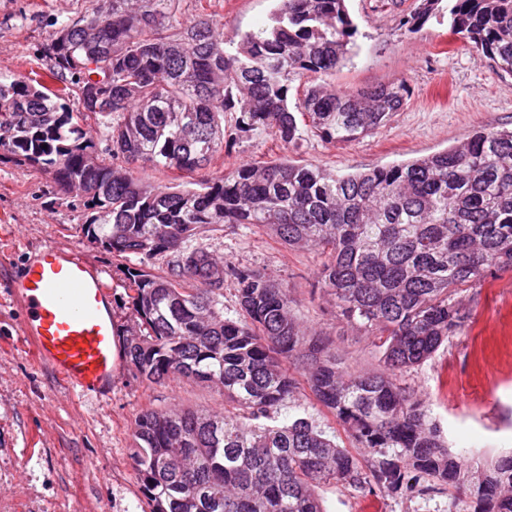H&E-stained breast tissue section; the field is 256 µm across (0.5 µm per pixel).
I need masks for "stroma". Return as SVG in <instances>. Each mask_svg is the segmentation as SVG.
I'll return each mask as SVG.
<instances>
[{"label": "stroma", "instance_id": "35a3bbf8", "mask_svg": "<svg viewBox=\"0 0 512 512\" xmlns=\"http://www.w3.org/2000/svg\"><path fill=\"white\" fill-rule=\"evenodd\" d=\"M96 0H0V75L44 74L51 35L63 21L80 20ZM278 0H210L207 8L235 50L240 32L269 22ZM415 0H347L357 26L349 60L328 81L336 90L405 84L403 108L373 135L350 144L303 136L283 148L260 133H240L214 161L289 159L340 173L366 171L422 158L468 140L479 130L512 128V76L448 31V17L417 32L399 21ZM82 201L63 199L48 175L0 155V512H144L130 449L140 412L224 408L215 387L178 379L150 385L124 367L103 403L65 389L22 343L19 307L10 288L30 257L46 245L76 251L100 271L110 293L115 327L127 335L136 318L119 260L89 244L80 227ZM203 241L228 267L264 273L288 288L301 328L331 336L344 371L379 369L369 336L342 321L319 290L323 256L291 249L250 224H227ZM471 317L427 361L398 382L425 401L451 451L473 465L512 448V270L498 271L468 290ZM326 512H448V494L360 495L323 485Z\"/></svg>", "mask_w": 512, "mask_h": 512}]
</instances>
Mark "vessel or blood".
<instances>
[{
	"label": "vessel or blood",
	"mask_w": 512,
	"mask_h": 512,
	"mask_svg": "<svg viewBox=\"0 0 512 512\" xmlns=\"http://www.w3.org/2000/svg\"><path fill=\"white\" fill-rule=\"evenodd\" d=\"M12 297L23 312L20 334L38 361L68 389L95 400L108 396L121 370L100 272L74 250L49 246L30 259Z\"/></svg>",
	"instance_id": "vessel-or-blood-1"
}]
</instances>
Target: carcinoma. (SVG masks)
Wrapping results in <instances>:
<instances>
[{
	"mask_svg": "<svg viewBox=\"0 0 512 512\" xmlns=\"http://www.w3.org/2000/svg\"><path fill=\"white\" fill-rule=\"evenodd\" d=\"M102 0L59 24L48 48L58 87L0 79V150L83 200L89 243L114 257L165 258L152 274L127 268L140 323L125 355L152 384L215 385L235 412L147 409L131 455L149 512H325L314 487L362 495L448 490V512H512V450L474 469L448 449L429 408L397 376L430 358L467 321L461 293L512 269V130L476 132L448 150L366 172L287 159L210 171L235 128L284 147L302 129L330 143L371 135L399 111L404 84L338 93L292 84L336 71L357 27L345 0H280L270 22L235 52L196 0ZM442 0H418L402 26L422 27ZM449 31L479 59L512 74V0H448ZM78 95L83 111L69 110ZM99 118L117 168L99 160L81 122ZM177 171L193 186L160 189L141 169ZM226 224H252L290 248L325 254L321 290L336 312L374 336L383 368L347 373L334 341L306 334L288 289L264 274L224 268L199 242ZM195 240L197 244L190 246ZM239 316H224V279ZM311 395L368 454L360 465L314 419L282 407Z\"/></svg>",
	"mask_w": 512,
	"mask_h": 512,
	"instance_id": "cac0c4a2",
	"label": "carcinoma"
}]
</instances>
